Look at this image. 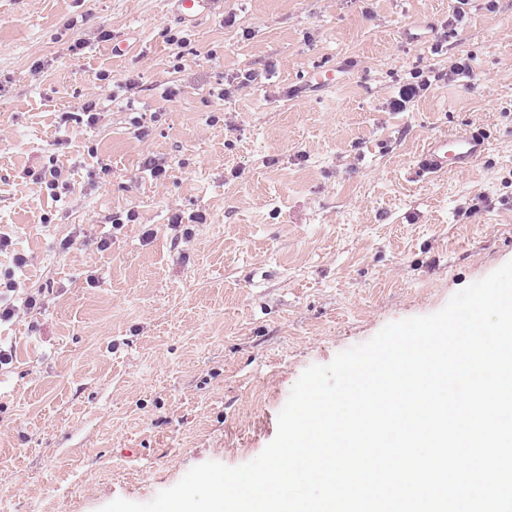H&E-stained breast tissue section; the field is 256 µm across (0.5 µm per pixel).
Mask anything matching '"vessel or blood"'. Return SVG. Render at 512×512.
<instances>
[{
  "instance_id": "b4317fda",
  "label": "vessel or blood",
  "mask_w": 512,
  "mask_h": 512,
  "mask_svg": "<svg viewBox=\"0 0 512 512\" xmlns=\"http://www.w3.org/2000/svg\"><path fill=\"white\" fill-rule=\"evenodd\" d=\"M174 12L181 18L204 19L209 12V0H174ZM488 150L480 136L456 130L434 135L418 156L420 170L430 176L450 174L477 165Z\"/></svg>"
}]
</instances>
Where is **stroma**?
Wrapping results in <instances>:
<instances>
[{"label":"stroma","mask_w":512,"mask_h":512,"mask_svg":"<svg viewBox=\"0 0 512 512\" xmlns=\"http://www.w3.org/2000/svg\"><path fill=\"white\" fill-rule=\"evenodd\" d=\"M457 128L484 159L417 176ZM53 166L51 196L29 174ZM1 235L0 290L43 301L0 324L8 512L249 462L305 369L512 261V0H214L196 24L165 0H0ZM430 84L425 81L415 83L414 81H406L400 86L397 96H394L389 103V107L393 112H400L406 109L407 104L418 97L423 90H427Z\"/></svg>","instance_id":"stroma-1"}]
</instances>
